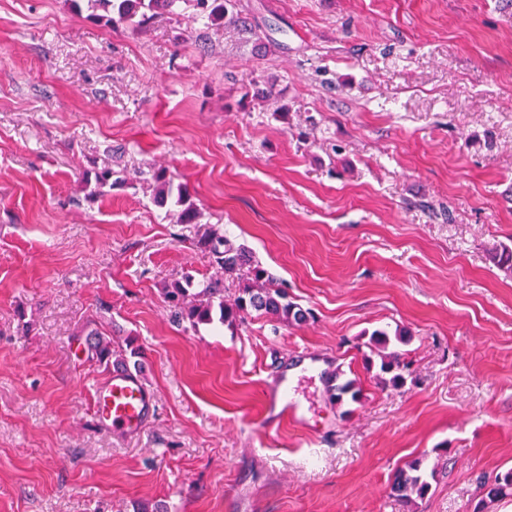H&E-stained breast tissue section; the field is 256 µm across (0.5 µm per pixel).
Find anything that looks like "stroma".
<instances>
[{"label": "stroma", "instance_id": "35a3bbf8", "mask_svg": "<svg viewBox=\"0 0 512 512\" xmlns=\"http://www.w3.org/2000/svg\"><path fill=\"white\" fill-rule=\"evenodd\" d=\"M222 26L114 27L0 0V512H512V0H234ZM112 167V186L96 174ZM198 211L153 202L155 170ZM218 229L312 316L184 331L162 290ZM133 338L157 403L96 425L90 330ZM376 329L409 364L382 384ZM362 398L294 381L289 352ZM435 469L403 505L395 473ZM324 363L325 357L320 354L297 352L290 362H283L276 372L275 380L267 387L268 412L265 417L270 426L279 425L282 421H289L297 426H308V421L300 413L299 405L288 401V384L293 373L298 370L314 369L317 363ZM278 407L280 410L277 411ZM483 494L489 502H493L508 496H512V470L505 472L503 475L496 477L493 483L482 485Z\"/></svg>", "mask_w": 512, "mask_h": 512}]
</instances>
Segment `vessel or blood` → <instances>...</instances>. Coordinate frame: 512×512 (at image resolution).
Wrapping results in <instances>:
<instances>
[{
    "instance_id": "1",
    "label": "vessel or blood",
    "mask_w": 512,
    "mask_h": 512,
    "mask_svg": "<svg viewBox=\"0 0 512 512\" xmlns=\"http://www.w3.org/2000/svg\"><path fill=\"white\" fill-rule=\"evenodd\" d=\"M320 354L298 352L291 360L283 362L275 380L267 388L268 425L276 426L287 421L298 426L307 420L298 404L288 398V384L296 370L314 368L323 362ZM156 400L153 392L135 375L121 371L112 372L94 388V415L99 425L114 434L130 436L139 433L154 416Z\"/></svg>"
}]
</instances>
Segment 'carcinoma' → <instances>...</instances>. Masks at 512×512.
<instances>
[{"label": "carcinoma", "mask_w": 512, "mask_h": 512, "mask_svg": "<svg viewBox=\"0 0 512 512\" xmlns=\"http://www.w3.org/2000/svg\"><path fill=\"white\" fill-rule=\"evenodd\" d=\"M88 8L106 13V22L116 27L131 25L145 31L164 15H174L186 5L193 9L192 18L203 25H219L224 22L229 10L234 8L233 0H87ZM156 183L154 201L163 206L167 200L175 199L180 207L178 223L193 224L197 209L190 202L187 190L173 187L161 170L153 174ZM196 247L205 252L212 263L222 270L224 276L197 281L191 275L176 281L163 289L165 302L171 310L175 323L196 328L200 324L232 325L238 320L255 313L268 316L283 324H300L310 316V312L288 299L287 292L279 287L276 277L258 261L252 258L244 247L229 243L217 229H211L196 240ZM238 282V294L232 301L224 299V279ZM88 357L107 367L116 363L129 364L127 355H138V350L126 351L112 345V339L98 332L90 333L86 339ZM390 338L383 329L374 330L367 347L381 358V370L388 372L399 354L389 350ZM431 490L422 462L415 460L395 477L391 485V495L402 503H410L425 498ZM486 499L493 502L512 496V470L496 477L493 483L482 485Z\"/></svg>", "instance_id": "obj_1"}]
</instances>
